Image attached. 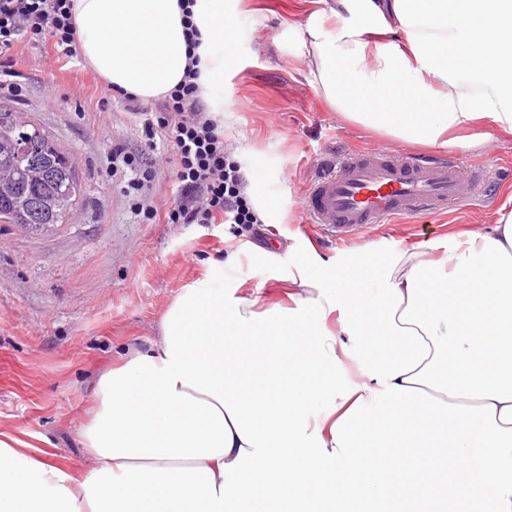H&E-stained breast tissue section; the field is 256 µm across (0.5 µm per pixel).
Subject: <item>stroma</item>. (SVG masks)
I'll list each match as a JSON object with an SVG mask.
<instances>
[{"label":"stroma","mask_w":512,"mask_h":512,"mask_svg":"<svg viewBox=\"0 0 512 512\" xmlns=\"http://www.w3.org/2000/svg\"><path fill=\"white\" fill-rule=\"evenodd\" d=\"M237 26L224 66L228 145L243 168L260 166L258 201L278 209L261 240L233 224H140L112 175V141L143 149L145 138L123 97L81 56L20 40L11 54L18 89L0 102L38 123L71 150L85 198L67 224L31 235L0 224V439L24 453L68 467L84 453L98 378L129 343L149 349L168 306L192 282L223 281L269 293L299 272H336L362 258L414 252L441 258L459 231L491 230L499 209L512 210V139L448 147L468 169L485 174L483 194L464 189L448 213L385 225L346 245L309 224L303 187L321 160L358 151L410 153L384 135L346 122L325 105L290 48L318 0H227ZM236 264L218 269L226 249Z\"/></svg>","instance_id":"35a3bbf8"}]
</instances>
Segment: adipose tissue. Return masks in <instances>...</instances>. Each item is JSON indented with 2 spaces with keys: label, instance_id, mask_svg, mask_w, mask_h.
Returning a JSON list of instances; mask_svg holds the SVG:
<instances>
[{
  "label": "adipose tissue",
  "instance_id": "1",
  "mask_svg": "<svg viewBox=\"0 0 512 512\" xmlns=\"http://www.w3.org/2000/svg\"><path fill=\"white\" fill-rule=\"evenodd\" d=\"M72 2L112 86L147 100L183 78L178 0ZM322 2L292 50L339 115L395 143L512 137V0ZM190 11L198 96L220 112L236 23L224 0ZM363 265L292 280L288 308L186 285L150 350L99 379L84 460L0 440V512H512V211L436 266Z\"/></svg>",
  "mask_w": 512,
  "mask_h": 512
}]
</instances>
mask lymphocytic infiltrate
Returning a JSON list of instances; mask_svg holds the SVG:
<instances>
[{
    "label": "lymphocytic infiltrate",
    "mask_w": 512,
    "mask_h": 512,
    "mask_svg": "<svg viewBox=\"0 0 512 512\" xmlns=\"http://www.w3.org/2000/svg\"><path fill=\"white\" fill-rule=\"evenodd\" d=\"M67 54L76 51V26L71 0H0V59L9 56L20 38ZM196 70L151 106L126 94L128 110L142 117L148 142L170 146L176 159V195L160 208L150 200L158 169L155 163L130 151L125 143L112 146V162L126 180L121 188L130 211L141 224L238 225L258 235L261 220L248 200L241 163L224 148V131L198 98Z\"/></svg>",
    "instance_id": "obj_1"
}]
</instances>
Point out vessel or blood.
<instances>
[{"label": "vessel or blood", "instance_id": "obj_1", "mask_svg": "<svg viewBox=\"0 0 512 512\" xmlns=\"http://www.w3.org/2000/svg\"><path fill=\"white\" fill-rule=\"evenodd\" d=\"M464 176L462 163L444 156L351 154L318 172L305 190V210L309 223L344 242L398 217L457 202Z\"/></svg>", "mask_w": 512, "mask_h": 512}]
</instances>
